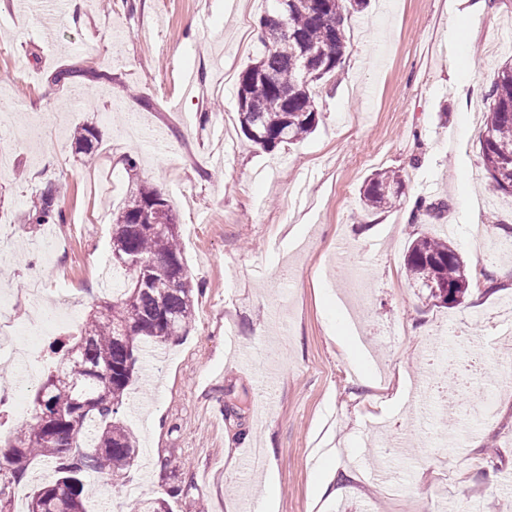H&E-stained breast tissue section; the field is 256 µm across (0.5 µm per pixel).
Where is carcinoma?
Returning a JSON list of instances; mask_svg holds the SVG:
<instances>
[{"mask_svg": "<svg viewBox=\"0 0 512 512\" xmlns=\"http://www.w3.org/2000/svg\"><path fill=\"white\" fill-rule=\"evenodd\" d=\"M257 20L261 42L286 26L288 34L265 48L238 79L237 114L242 133L272 151L312 133L319 117L316 88L343 62V23L366 0H266ZM481 136L484 165L495 189L512 195V66L501 69ZM76 149L94 161L98 131L84 126ZM402 178L391 170L370 175L360 192L368 209L392 206L402 196ZM59 187L49 184L31 201L29 223L63 219L55 207ZM181 229L169 200L156 188L133 184L112 224V260L128 272L123 288L90 315L80 334L65 342L60 360L36 391L31 421L14 444L0 451V500L41 457L55 480L38 487L28 512H84L86 478L93 473L124 478L138 457L136 440L119 417L144 348L160 347L187 332L194 319L195 287L180 248ZM407 272L448 306L462 303L470 275L459 254L441 237L423 235L408 247ZM91 434L88 448L79 446Z\"/></svg>", "mask_w": 512, "mask_h": 512, "instance_id": "carcinoma-1", "label": "carcinoma"}]
</instances>
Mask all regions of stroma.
Instances as JSON below:
<instances>
[{
  "label": "stroma",
  "instance_id": "1",
  "mask_svg": "<svg viewBox=\"0 0 512 512\" xmlns=\"http://www.w3.org/2000/svg\"><path fill=\"white\" fill-rule=\"evenodd\" d=\"M370 0L344 22L346 52L316 100L319 124L268 152L237 116L240 73L263 47V0H0V293L26 323L29 287L65 296L62 335L111 300L112 224L127 182L157 188L200 286L188 331L156 348L121 418L139 442L124 484L88 479L86 512H134L127 485L171 512H241L275 463L273 512H512V195L493 187L480 135L485 92L512 61V0ZM77 67L82 76L56 81ZM200 89L174 111L180 72ZM482 95L470 98L466 79ZM97 128L94 163L74 151ZM137 167L126 171L125 156ZM399 172L404 193L369 210L360 188ZM61 193L65 222L25 225L30 198ZM440 218L410 222L416 199ZM54 235L56 253L42 243ZM448 237L471 276L463 303L428 298L410 242ZM356 258L336 273L337 249ZM487 372L442 410L449 361ZM426 396V413L413 407ZM335 472V493L317 486Z\"/></svg>",
  "mask_w": 512,
  "mask_h": 512
}]
</instances>
